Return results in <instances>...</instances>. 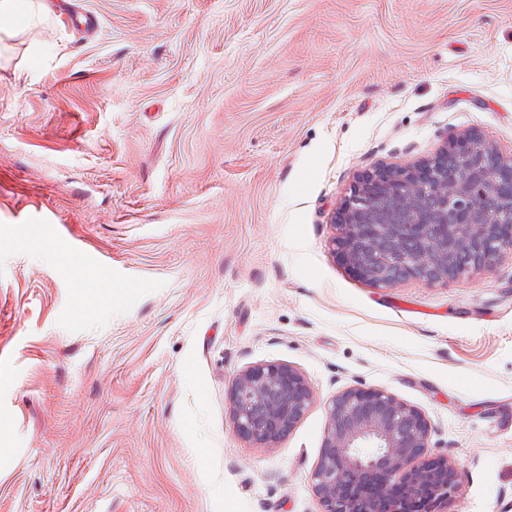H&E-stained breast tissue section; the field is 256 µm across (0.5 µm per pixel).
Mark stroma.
<instances>
[{
	"instance_id": "35a3bbf8",
	"label": "stroma",
	"mask_w": 512,
	"mask_h": 512,
	"mask_svg": "<svg viewBox=\"0 0 512 512\" xmlns=\"http://www.w3.org/2000/svg\"><path fill=\"white\" fill-rule=\"evenodd\" d=\"M43 3L0 40V512H318L350 386L424 413L441 512H512V255L376 288L332 224L461 133L512 159V0ZM260 363L316 393L274 448L228 407Z\"/></svg>"
}]
</instances>
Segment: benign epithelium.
I'll return each instance as SVG.
<instances>
[{
	"label": "benign epithelium",
	"mask_w": 512,
	"mask_h": 512,
	"mask_svg": "<svg viewBox=\"0 0 512 512\" xmlns=\"http://www.w3.org/2000/svg\"><path fill=\"white\" fill-rule=\"evenodd\" d=\"M437 160L358 177L334 216L335 245L352 272L378 288L406 279L444 282L491 268L512 254V224L481 203L512 193V160L470 131L450 139ZM315 402L305 376L286 363L240 370L228 405L245 441L273 448ZM327 428L310 474L319 512H435L457 490L462 470L429 456L425 415L383 389L352 386L326 405Z\"/></svg>",
	"instance_id": "7a95c632"
}]
</instances>
